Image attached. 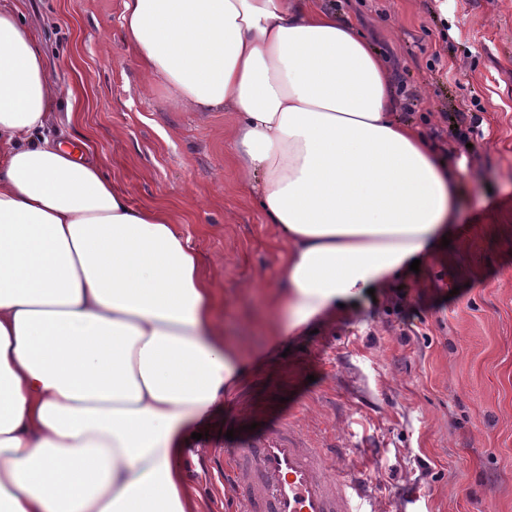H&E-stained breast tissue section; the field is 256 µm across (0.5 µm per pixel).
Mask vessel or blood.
Masks as SVG:
<instances>
[{
	"instance_id": "1",
	"label": "vessel or blood",
	"mask_w": 512,
	"mask_h": 512,
	"mask_svg": "<svg viewBox=\"0 0 512 512\" xmlns=\"http://www.w3.org/2000/svg\"><path fill=\"white\" fill-rule=\"evenodd\" d=\"M347 448L314 444L293 425L282 423L257 442L224 459L226 483L244 489L242 512H377L369 480L347 468H333Z\"/></svg>"
}]
</instances>
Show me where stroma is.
Wrapping results in <instances>:
<instances>
[{
  "label": "stroma",
  "instance_id": "obj_1",
  "mask_svg": "<svg viewBox=\"0 0 512 512\" xmlns=\"http://www.w3.org/2000/svg\"><path fill=\"white\" fill-rule=\"evenodd\" d=\"M391 74L395 116L460 169L449 246L284 345H269L278 249L230 145L231 112L145 86L122 40L123 0H19L60 93L53 133L89 139L132 206L171 219L217 296L226 335L253 348L249 380L196 427V486L237 512L219 474L282 417L351 450L379 512H512V0H323ZM441 55L444 72L431 71ZM479 108L453 118L464 101Z\"/></svg>",
  "mask_w": 512,
  "mask_h": 512
}]
</instances>
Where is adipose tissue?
Listing matches in <instances>:
<instances>
[{"label": "adipose tissue", "instance_id": "adipose-tissue-1", "mask_svg": "<svg viewBox=\"0 0 512 512\" xmlns=\"http://www.w3.org/2000/svg\"><path fill=\"white\" fill-rule=\"evenodd\" d=\"M147 80L229 110L285 245L268 340L428 261L458 177L393 117L386 68L319 0H124ZM58 92L0 0V512H204L184 441L244 381L214 288L160 202L48 132Z\"/></svg>", "mask_w": 512, "mask_h": 512}]
</instances>
